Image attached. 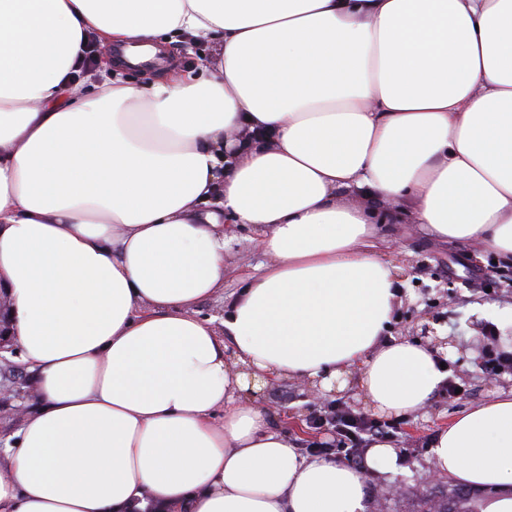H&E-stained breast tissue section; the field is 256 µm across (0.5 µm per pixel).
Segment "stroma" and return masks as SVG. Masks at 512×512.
<instances>
[{"mask_svg":"<svg viewBox=\"0 0 512 512\" xmlns=\"http://www.w3.org/2000/svg\"><path fill=\"white\" fill-rule=\"evenodd\" d=\"M378 250L385 259L396 262L407 282L393 307L389 332L404 339L421 336L422 325L447 330L454 354L448 360L450 378L460 385L462 396H435L422 409L397 418L392 444L401 456L398 471L367 473L365 483L371 512H414L417 497L425 490L424 479L432 474L425 459L435 432L469 406L494 394L512 390V375L491 373L483 365V335L512 336V319L499 311L512 306V261L495 260L478 242L453 244L437 240L416 224H381L377 227ZM270 258L259 245L252 226L236 224L224 250V288L197 307L199 318L223 315L248 277L259 274ZM262 400L273 425L287 431L300 448L324 441V430L312 429L300 435L289 418L310 419L340 403L362 412L364 403L356 389L312 398L307 382L270 380ZM435 475V474H432ZM436 483L451 486L447 475L437 474Z\"/></svg>","mask_w":512,"mask_h":512,"instance_id":"1","label":"stroma"}]
</instances>
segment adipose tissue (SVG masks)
Instances as JSON below:
<instances>
[{"label": "adipose tissue", "instance_id": "adipose-tissue-1", "mask_svg": "<svg viewBox=\"0 0 512 512\" xmlns=\"http://www.w3.org/2000/svg\"><path fill=\"white\" fill-rule=\"evenodd\" d=\"M211 44L200 74L85 87L87 36ZM512 256V0H0V284L34 381L0 512H368L364 468L271 426V379L401 417L445 344L387 334L375 224ZM228 224L272 261L220 323ZM512 512V394L429 443Z\"/></svg>", "mask_w": 512, "mask_h": 512}]
</instances>
